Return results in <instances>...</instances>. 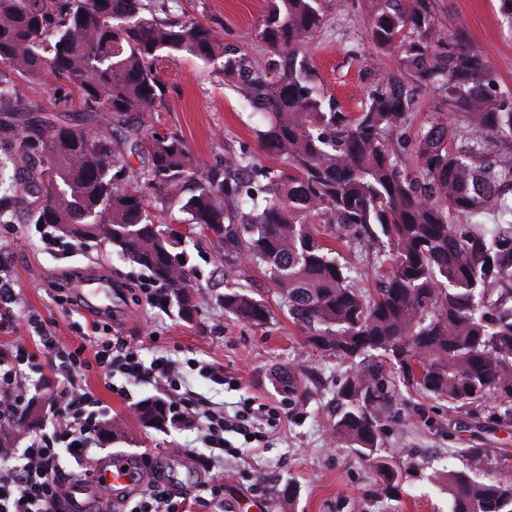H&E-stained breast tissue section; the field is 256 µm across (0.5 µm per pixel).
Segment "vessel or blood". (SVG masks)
<instances>
[{
  "mask_svg": "<svg viewBox=\"0 0 512 512\" xmlns=\"http://www.w3.org/2000/svg\"><path fill=\"white\" fill-rule=\"evenodd\" d=\"M101 278H86L77 295L83 307L97 315H105L107 306L95 304ZM142 485L138 461L122 452L109 454L97 461L89 475L72 482L65 498L54 506V512H111L123 498L138 493Z\"/></svg>",
  "mask_w": 512,
  "mask_h": 512,
  "instance_id": "b4317fda",
  "label": "vessel or blood"
}]
</instances>
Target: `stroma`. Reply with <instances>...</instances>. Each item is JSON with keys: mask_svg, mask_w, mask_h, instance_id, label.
Here are the masks:
<instances>
[{"mask_svg": "<svg viewBox=\"0 0 512 512\" xmlns=\"http://www.w3.org/2000/svg\"><path fill=\"white\" fill-rule=\"evenodd\" d=\"M180 5L185 13L223 25L225 44L262 66L268 79L277 80L282 60L257 35L265 0H180ZM435 12L439 27L461 33L484 56L499 84L512 86V23L500 14L497 0H436ZM365 22L363 0H347L345 8L329 14L308 46L318 84L349 112L359 111L371 81L353 54L365 38ZM159 69L167 86L164 104L114 127V146L131 163L139 161L130 152L131 142L153 132H179L206 163L243 146L257 148L241 85L225 76L223 58L185 54L162 60ZM0 77L13 81L22 102L39 105L49 118L70 122L85 117L78 102L55 103L53 78L28 81L6 66L0 68ZM189 253L191 283L205 300L188 319L177 305L165 310L149 305V271L121 260L112 245L67 238L50 250L38 225L19 216L0 221V263L8 266L20 298L14 310L15 336L27 335L25 317L36 314L61 345L80 344L82 317L73 303L74 290L83 278L97 275L111 280L114 289L109 320L113 335L135 343L144 360L167 356L185 362L187 385L181 394L189 407L230 413L255 400L277 413L260 426L266 437L260 455L228 456L223 466L214 467L200 453L197 429L158 431L131 417L135 402L158 395L157 386L118 375L108 387L92 370L86 387L99 399L104 417L120 421L121 429L93 445L91 457L118 450L147 454L152 469L189 486L193 499L220 474L225 502H258L260 512H448V496L435 476L449 467L471 470L472 448L485 451L477 465L483 478L512 482V426L496 424L501 411L497 398L487 396L469 412L455 413L445 402L405 390L382 427L381 448L399 465L398 491L385 498L370 461L333 434L337 385L346 363L307 345L271 289L261 291L273 311L266 326L225 316L219 301L225 283L259 286L260 274L247 264L223 268L215 259L214 244L200 237ZM278 369L295 376L296 396L275 384L272 374ZM215 370L223 373V384L213 382ZM288 484L296 490L291 502L282 494Z\"/></svg>", "mask_w": 512, "mask_h": 512, "instance_id": "stroma-1", "label": "stroma"}]
</instances>
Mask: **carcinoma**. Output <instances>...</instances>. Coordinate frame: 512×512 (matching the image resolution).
Listing matches in <instances>:
<instances>
[{"label": "carcinoma", "instance_id": "1", "mask_svg": "<svg viewBox=\"0 0 512 512\" xmlns=\"http://www.w3.org/2000/svg\"><path fill=\"white\" fill-rule=\"evenodd\" d=\"M374 55L396 71L374 79L358 112L326 100L315 84L310 37L343 0H268L260 38L284 61L269 82L244 56L224 50V27L171 14L155 0H0V65L30 80L47 72L61 102L78 100L90 118L47 120L0 79V219L105 242L147 269L190 317L200 296L190 284L183 237L155 223L147 202L172 203L217 243L220 264L252 265L280 297L312 347L352 365L340 381L336 435L372 462L385 496L398 487L380 432L400 386L448 402L457 412L492 393L512 422V90L484 57L436 25L433 0H365ZM180 53L224 57L246 103L262 117L259 147L211 164L176 132L151 134L134 167L112 150V116L163 104L157 63ZM438 93L457 116L431 115L406 139L417 90ZM347 239L381 269L371 294L361 271L334 244ZM224 313L263 326L268 303L234 284ZM143 425L168 426L163 399L133 410ZM449 512H512V484L448 471Z\"/></svg>", "mask_w": 512, "mask_h": 512}]
</instances>
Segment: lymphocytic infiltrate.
Listing matches in <instances>:
<instances>
[{
    "mask_svg": "<svg viewBox=\"0 0 512 512\" xmlns=\"http://www.w3.org/2000/svg\"><path fill=\"white\" fill-rule=\"evenodd\" d=\"M28 329L35 344L45 357L51 375L41 374L42 365L21 342L0 351V412L23 410L29 402L26 389L28 372L39 375L40 384H54L63 398L62 409L53 414L50 431L44 432L27 448H0L4 465L0 466V512H53L54 503L67 492L64 478V457L86 460L92 445L98 441L102 424L98 401L86 391L82 380L87 371L99 369L104 379L121 374L135 383H155L166 392L169 411L186 424H194L196 410L182 407L178 392L184 383L183 365L173 359L143 361L135 344L116 336L104 335V323L92 321L96 350L86 358L84 346L71 349L60 346L56 336L39 316H29ZM265 404L244 403L227 415L221 412L205 414L202 442L205 447H230V434L250 436V425L263 417Z\"/></svg>",
    "mask_w": 512,
    "mask_h": 512,
    "instance_id": "f902f5d3",
    "label": "lymphocytic infiltrate"
}]
</instances>
